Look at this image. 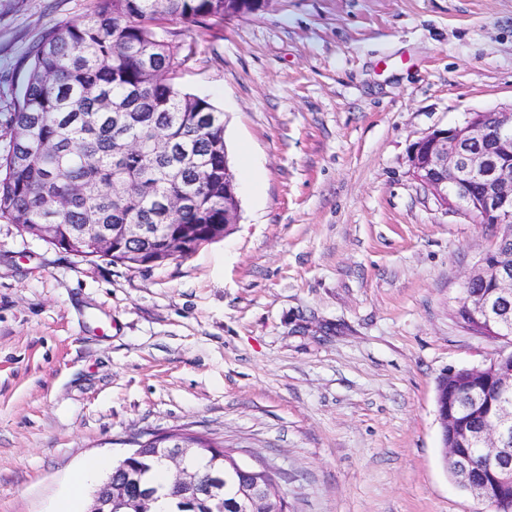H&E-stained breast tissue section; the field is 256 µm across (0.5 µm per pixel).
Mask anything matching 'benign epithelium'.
<instances>
[{
  "label": "benign epithelium",
  "mask_w": 512,
  "mask_h": 512,
  "mask_svg": "<svg viewBox=\"0 0 512 512\" xmlns=\"http://www.w3.org/2000/svg\"><path fill=\"white\" fill-rule=\"evenodd\" d=\"M265 0H224V12L256 9ZM413 176L447 210L459 212L480 224H512V107L474 112L461 125L435 129L410 150ZM491 282V296L467 302L470 332L498 330L509 340L512 312L500 300L512 296V255L487 252L466 285ZM437 415L446 448L449 470L460 486L493 512L512 509V350L499 351L482 367L449 369L438 378ZM493 391L499 396L498 412L481 427L474 426L465 407ZM184 433H164V460L174 469L173 480L189 501H203L209 512H222L224 503L209 476L185 466L194 449L185 446ZM230 468L253 479L240 485L234 512H257L270 493L284 497L275 473L268 467H252L234 456ZM480 467L483 480H471ZM108 494L91 512H126L134 503H150L151 497L130 483L109 482Z\"/></svg>",
  "instance_id": "7a95c632"
}]
</instances>
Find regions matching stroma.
<instances>
[{"label":"stroma","instance_id":"35a3bbf8","mask_svg":"<svg viewBox=\"0 0 512 512\" xmlns=\"http://www.w3.org/2000/svg\"><path fill=\"white\" fill-rule=\"evenodd\" d=\"M93 6L0 0V129L33 46ZM187 42L238 220L147 270L0 220V512H56L86 459L177 428L272 467L288 512H491L448 472L436 382L504 346L456 317L499 229L409 151L512 106V0H266Z\"/></svg>","mask_w":512,"mask_h":512}]
</instances>
